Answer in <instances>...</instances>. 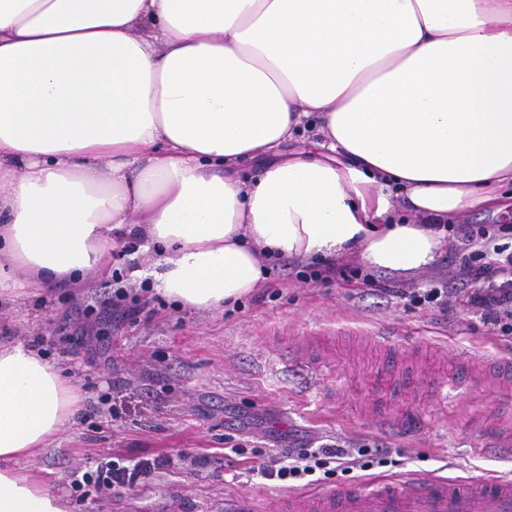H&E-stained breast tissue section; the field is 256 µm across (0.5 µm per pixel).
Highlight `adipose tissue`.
<instances>
[{"mask_svg":"<svg viewBox=\"0 0 512 512\" xmlns=\"http://www.w3.org/2000/svg\"><path fill=\"white\" fill-rule=\"evenodd\" d=\"M311 115L315 152L281 157ZM509 184L512 0H0V292L107 273L125 239L195 309L267 256L414 273ZM81 402L0 346V512H70L22 463Z\"/></svg>","mask_w":512,"mask_h":512,"instance_id":"ef3b65f1","label":"adipose tissue"}]
</instances>
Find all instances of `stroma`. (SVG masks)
<instances>
[{
    "label": "stroma",
    "mask_w": 512,
    "mask_h": 512,
    "mask_svg": "<svg viewBox=\"0 0 512 512\" xmlns=\"http://www.w3.org/2000/svg\"><path fill=\"white\" fill-rule=\"evenodd\" d=\"M462 232H449L436 268L369 271L358 255L340 267L359 280L314 283L274 265L266 283L221 311L182 308L135 277L138 252L117 248L109 276L79 286L0 294V344L36 338L83 397L75 421L25 461L71 512H224L250 495L274 506L281 482L257 474L260 453L280 445L270 430L390 449L392 465L297 482L337 485L408 474L477 483L512 479V447L494 428L512 425V390L477 376L490 360L512 361V336L459 305L447 314L388 296L391 288L466 285ZM371 275L372 284L361 281ZM149 296L148 311L116 317L112 294ZM441 356L423 354L431 342ZM240 446L244 455L225 457ZM164 459L133 490L78 494L74 472L108 460Z\"/></svg>",
    "instance_id": "1"
}]
</instances>
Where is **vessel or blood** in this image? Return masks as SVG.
Here are the masks:
<instances>
[{"instance_id": "obj_1", "label": "vessel or blood", "mask_w": 512, "mask_h": 512, "mask_svg": "<svg viewBox=\"0 0 512 512\" xmlns=\"http://www.w3.org/2000/svg\"><path fill=\"white\" fill-rule=\"evenodd\" d=\"M276 512H512V480L471 485L448 478H373L322 494L281 498Z\"/></svg>"}]
</instances>
